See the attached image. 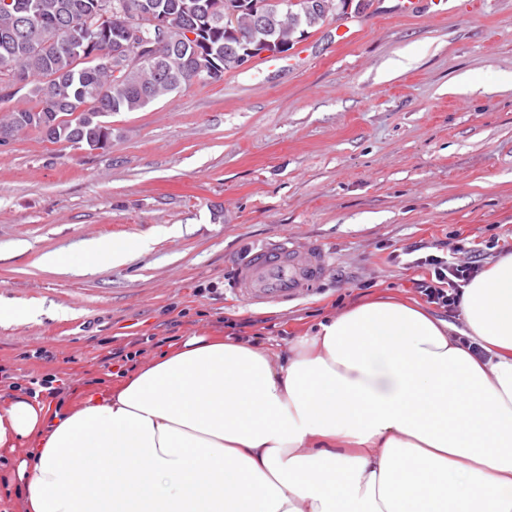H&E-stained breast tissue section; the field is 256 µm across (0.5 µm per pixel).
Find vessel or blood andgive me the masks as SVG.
<instances>
[{"mask_svg":"<svg viewBox=\"0 0 512 512\" xmlns=\"http://www.w3.org/2000/svg\"><path fill=\"white\" fill-rule=\"evenodd\" d=\"M235 292L246 302L285 303L316 288L329 271L321 245L287 241L248 252L239 265Z\"/></svg>","mask_w":512,"mask_h":512,"instance_id":"1","label":"vessel or blood"}]
</instances>
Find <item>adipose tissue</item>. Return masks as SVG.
<instances>
[{
    "label": "adipose tissue",
    "mask_w": 512,
    "mask_h": 512,
    "mask_svg": "<svg viewBox=\"0 0 512 512\" xmlns=\"http://www.w3.org/2000/svg\"><path fill=\"white\" fill-rule=\"evenodd\" d=\"M482 355L378 299L297 337H188L116 390L0 406L24 512H512V252L465 288Z\"/></svg>",
    "instance_id": "adipose-tissue-1"
}]
</instances>
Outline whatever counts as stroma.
<instances>
[{
  "instance_id": "obj_1",
  "label": "stroma",
  "mask_w": 512,
  "mask_h": 512,
  "mask_svg": "<svg viewBox=\"0 0 512 512\" xmlns=\"http://www.w3.org/2000/svg\"><path fill=\"white\" fill-rule=\"evenodd\" d=\"M392 14L366 0L359 38L327 19L300 38L310 61L261 60L112 115L108 150L31 130L0 144V365L18 387L70 382L61 409L117 388L105 359L138 343L136 370L191 336L262 319L260 346H288L331 318L390 296L419 305L413 243L498 239L512 252V0H457ZM280 238L320 243L323 284L248 303L227 274ZM112 243L119 264L88 265ZM58 266L46 265V257Z\"/></svg>"
}]
</instances>
